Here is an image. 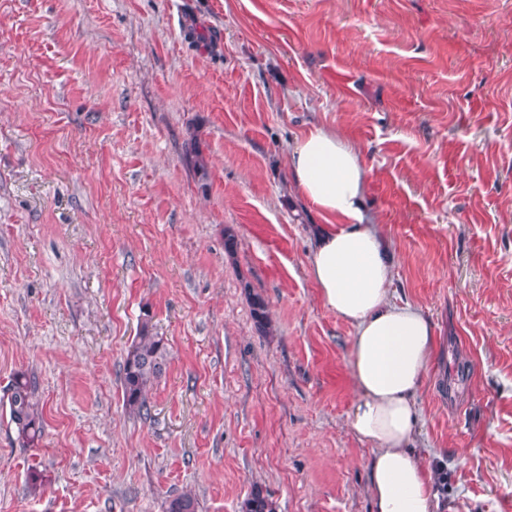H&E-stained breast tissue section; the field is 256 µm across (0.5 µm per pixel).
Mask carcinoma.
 <instances>
[{
    "label": "carcinoma",
    "instance_id": "carcinoma-1",
    "mask_svg": "<svg viewBox=\"0 0 512 512\" xmlns=\"http://www.w3.org/2000/svg\"><path fill=\"white\" fill-rule=\"evenodd\" d=\"M267 308L262 297L253 296V319L260 329L267 325ZM167 363V344L154 331L151 316L146 313L122 367L123 398L129 412L143 417L149 415L148 392L165 373ZM8 406L10 422L16 428L19 442L25 447L35 446L44 429L43 406L35 376L26 372L16 374L9 387ZM165 512H199V503L191 493H180L166 500ZM242 512H277V507L265 489L255 486L243 501Z\"/></svg>",
    "mask_w": 512,
    "mask_h": 512
}]
</instances>
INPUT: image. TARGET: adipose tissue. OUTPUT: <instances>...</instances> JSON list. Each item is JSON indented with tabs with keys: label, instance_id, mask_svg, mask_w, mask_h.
<instances>
[{
	"label": "adipose tissue",
	"instance_id": "1",
	"mask_svg": "<svg viewBox=\"0 0 512 512\" xmlns=\"http://www.w3.org/2000/svg\"><path fill=\"white\" fill-rule=\"evenodd\" d=\"M298 195L325 218L309 274L324 304L355 330L351 377L354 432L373 443L368 466L374 512H439L433 472L416 453V396L435 357V326L396 301L394 253L363 210L369 170L360 149L315 127L288 151Z\"/></svg>",
	"mask_w": 512,
	"mask_h": 512
}]
</instances>
